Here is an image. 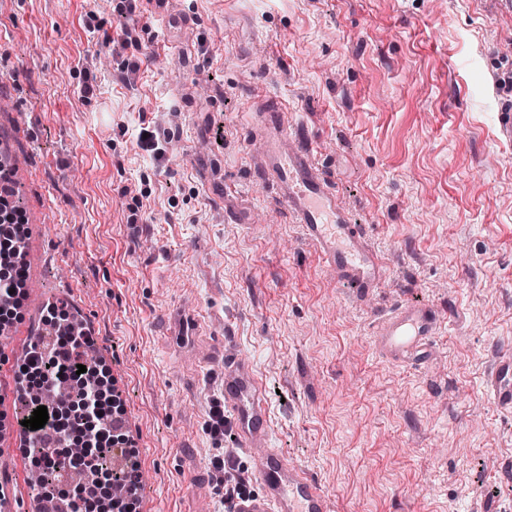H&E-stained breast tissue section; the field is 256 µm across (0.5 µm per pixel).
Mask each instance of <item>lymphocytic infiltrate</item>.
Listing matches in <instances>:
<instances>
[{
    "label": "lymphocytic infiltrate",
    "mask_w": 512,
    "mask_h": 512,
    "mask_svg": "<svg viewBox=\"0 0 512 512\" xmlns=\"http://www.w3.org/2000/svg\"><path fill=\"white\" fill-rule=\"evenodd\" d=\"M8 174L0 168V260L8 259L11 275L0 279V309L8 311L19 304L17 291L22 288L26 271L17 261L19 243L26 233L24 214L11 202V196L3 182ZM45 320L56 336L53 343L22 362L17 378L22 392H29L35 374L49 372L51 386L67 385L78 389L83 396V408L79 416L69 421L72 431L84 434L93 450L79 457L62 454L59 442L62 429L56 406H48L49 419L43 428L31 431L27 449L32 467L56 478L50 490L67 512H84L87 501H102L101 512H137L140 466L136 460L135 442L122 425L124 414L121 394L113 379L108 377L99 364H85L84 348L86 333L77 326L65 307L48 306ZM85 364V373H78V364ZM121 446L126 457V495L123 498H102L105 475L95 454L96 449Z\"/></svg>",
    "instance_id": "f902f5d3"
}]
</instances>
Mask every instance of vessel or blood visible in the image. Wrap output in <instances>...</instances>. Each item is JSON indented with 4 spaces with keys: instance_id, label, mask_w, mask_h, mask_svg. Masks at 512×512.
<instances>
[{
    "instance_id": "vessel-or-blood-1",
    "label": "vessel or blood",
    "mask_w": 512,
    "mask_h": 512,
    "mask_svg": "<svg viewBox=\"0 0 512 512\" xmlns=\"http://www.w3.org/2000/svg\"><path fill=\"white\" fill-rule=\"evenodd\" d=\"M252 134L260 143L255 172L271 182L303 235L336 280L362 293L380 287L386 272L361 225L352 223L328 177L320 169L302 129L287 131L281 108L266 98L255 113ZM443 326L439 312L427 304L404 302L373 325L374 345L385 359L425 367L435 357L433 340ZM0 343L27 353L39 343L35 322L9 323ZM224 408L233 417L240 447L249 457L261 494L236 499L232 512H334V503L305 469L287 465L269 445L270 414L264 388L251 363L232 342L224 344ZM491 394L502 410L512 412V352L498 353L489 377ZM19 391L12 359L0 360V402L13 404ZM27 430L14 413L0 417V448L12 455L9 483L0 492V512H40L36 501L15 497L30 465L24 453Z\"/></svg>"
}]
</instances>
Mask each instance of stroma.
Wrapping results in <instances>:
<instances>
[{
  "instance_id": "obj_1",
  "label": "stroma",
  "mask_w": 512,
  "mask_h": 512,
  "mask_svg": "<svg viewBox=\"0 0 512 512\" xmlns=\"http://www.w3.org/2000/svg\"><path fill=\"white\" fill-rule=\"evenodd\" d=\"M192 16L180 25V16ZM0 153L18 172L32 300L77 294L124 382L138 512H220L215 462L261 493L223 379L166 334L234 330L272 445L334 512H512V413L487 396L512 350V0H0ZM136 71H127L128 62ZM279 100L386 267L357 299L251 166L252 101ZM164 152L138 146L141 132ZM250 211L235 224L225 205ZM444 317L430 368L372 345L397 301Z\"/></svg>"
}]
</instances>
